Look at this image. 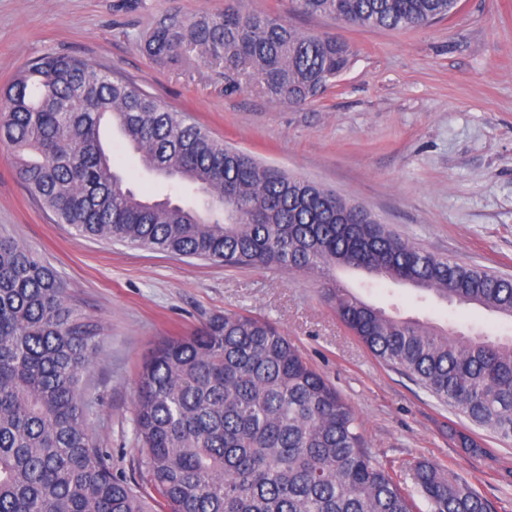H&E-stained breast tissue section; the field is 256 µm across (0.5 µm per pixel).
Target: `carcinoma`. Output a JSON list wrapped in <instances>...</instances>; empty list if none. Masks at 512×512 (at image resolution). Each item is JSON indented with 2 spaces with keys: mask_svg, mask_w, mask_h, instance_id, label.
I'll use <instances>...</instances> for the list:
<instances>
[{
  "mask_svg": "<svg viewBox=\"0 0 512 512\" xmlns=\"http://www.w3.org/2000/svg\"><path fill=\"white\" fill-rule=\"evenodd\" d=\"M459 0H289L293 10L370 30H415ZM155 60L186 55L242 87L300 106L348 69L350 46L243 12L172 15L149 33ZM111 125L143 166L200 198L150 200L101 139ZM0 145L39 204L82 236L226 266L280 265L325 277L336 315L385 364L439 403L512 442V339L398 319L341 287L335 268L411 285L512 318V278L427 252L367 206L226 146L132 81L63 54L0 88ZM100 327L34 251L0 236V512H153L112 471L88 430L82 374ZM135 425L159 512H412L405 481L373 463L356 412L275 326L214 316L164 340L139 374ZM458 445L485 453L471 435ZM428 512H493L463 478L419 462Z\"/></svg>",
  "mask_w": 512,
  "mask_h": 512,
  "instance_id": "1",
  "label": "carcinoma"
}]
</instances>
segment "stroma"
I'll list each match as a JSON object with an SVG mask.
<instances>
[{
  "mask_svg": "<svg viewBox=\"0 0 512 512\" xmlns=\"http://www.w3.org/2000/svg\"><path fill=\"white\" fill-rule=\"evenodd\" d=\"M247 12L288 17L307 34L353 49L349 69L295 107L253 90L225 95L224 76L197 58L160 63L143 48L169 13L220 15L224 0H0V87L47 54L77 56L136 82L216 138L374 209L428 252L512 277V0H461L452 19L412 31L359 30L292 13L288 0H240ZM104 145L129 184L150 198L166 182L144 172L118 133ZM0 234L38 253L101 327L96 364L82 376L92 435L115 472L147 483L135 426L138 375L167 337L213 316L272 322L357 413L373 462L394 470L429 461L512 512V444L471 428L408 376L375 357L323 297L319 276L280 265L227 267L77 235L21 185L0 148ZM338 279L364 301L439 329L512 337V318L470 304L420 300L417 289ZM470 431L486 448L455 445Z\"/></svg>",
  "mask_w": 512,
  "mask_h": 512,
  "instance_id": "1",
  "label": "stroma"
}]
</instances>
